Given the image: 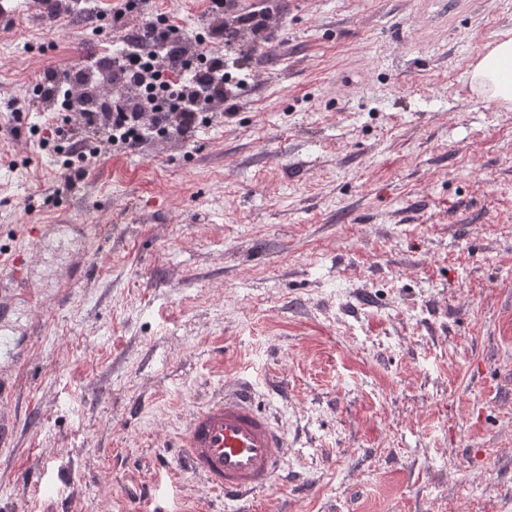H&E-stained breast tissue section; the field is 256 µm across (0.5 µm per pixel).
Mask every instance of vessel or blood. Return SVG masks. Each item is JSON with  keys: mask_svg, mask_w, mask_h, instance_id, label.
<instances>
[{"mask_svg": "<svg viewBox=\"0 0 512 512\" xmlns=\"http://www.w3.org/2000/svg\"><path fill=\"white\" fill-rule=\"evenodd\" d=\"M185 471L227 501L272 487L286 458V435L262 411L250 383L225 382L224 391L193 410L180 439Z\"/></svg>", "mask_w": 512, "mask_h": 512, "instance_id": "1", "label": "vessel or blood"}]
</instances>
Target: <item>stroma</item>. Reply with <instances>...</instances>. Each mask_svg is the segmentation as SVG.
I'll return each instance as SVG.
<instances>
[{
	"label": "stroma",
	"mask_w": 512,
	"mask_h": 512,
	"mask_svg": "<svg viewBox=\"0 0 512 512\" xmlns=\"http://www.w3.org/2000/svg\"><path fill=\"white\" fill-rule=\"evenodd\" d=\"M235 2L236 112L62 193L6 104L120 37L0 0V512H235L175 442L238 376L288 438L249 512H512V109L470 80L512 0ZM269 21L270 17L263 9L242 11L232 14L228 19L224 18L223 27L222 22L218 26L212 27L209 34L223 36L224 32V44L231 46L242 30H247L256 37H264L269 27Z\"/></svg>",
	"instance_id": "stroma-1"
}]
</instances>
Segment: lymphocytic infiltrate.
<instances>
[{
	"label": "lymphocytic infiltrate",
	"mask_w": 512,
	"mask_h": 512,
	"mask_svg": "<svg viewBox=\"0 0 512 512\" xmlns=\"http://www.w3.org/2000/svg\"><path fill=\"white\" fill-rule=\"evenodd\" d=\"M228 0H210L208 13L211 18H223V25L212 27L211 32L223 36L225 45H232L241 31L256 36L264 35L270 17L262 10L230 13ZM112 20L117 29L123 30V46L109 58L91 59L81 68L75 82L80 92L64 90L63 82L55 71H47L39 86L42 97L61 100L65 111L71 112L73 121L40 130L31 126L30 134H42L43 145L52 146L62 159L64 190L77 187L87 175L88 153L101 149L136 151L150 134H178L192 137L196 128L208 123V112L213 103L224 105L225 114H232L237 103L234 90L242 85V78L233 76L228 64L220 55H203L201 66L186 72L180 57L186 44L168 42V28L163 18L156 17L142 22L139 29L127 26V14L122 4L112 7ZM112 72V81L127 90L123 104L109 106L106 97L93 95L88 86L94 68ZM159 87L176 94L179 105L165 111L157 105H147L141 89Z\"/></svg>",
	"instance_id": "obj_1"
}]
</instances>
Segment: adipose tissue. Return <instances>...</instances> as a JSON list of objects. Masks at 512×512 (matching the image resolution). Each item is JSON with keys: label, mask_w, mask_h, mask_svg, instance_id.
<instances>
[{"label": "adipose tissue", "mask_w": 512, "mask_h": 512, "mask_svg": "<svg viewBox=\"0 0 512 512\" xmlns=\"http://www.w3.org/2000/svg\"><path fill=\"white\" fill-rule=\"evenodd\" d=\"M471 82L500 105H512V38L505 36L488 44L474 64Z\"/></svg>", "instance_id": "1"}]
</instances>
